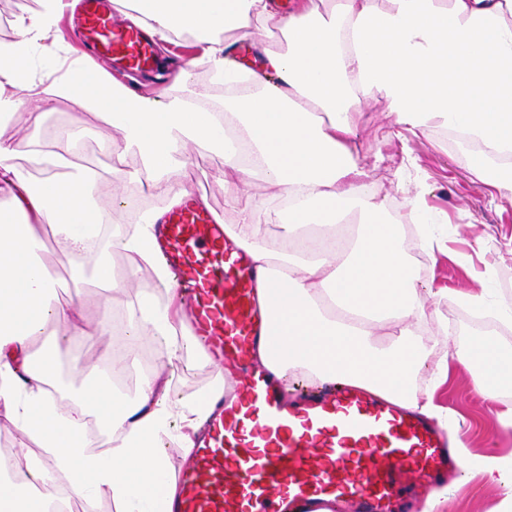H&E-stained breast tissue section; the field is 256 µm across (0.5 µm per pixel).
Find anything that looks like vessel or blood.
I'll return each mask as SVG.
<instances>
[{
    "label": "vessel or blood",
    "instance_id": "vessel-or-blood-1",
    "mask_svg": "<svg viewBox=\"0 0 512 512\" xmlns=\"http://www.w3.org/2000/svg\"><path fill=\"white\" fill-rule=\"evenodd\" d=\"M83 33L102 54L142 70L153 49L101 0H84ZM156 244L183 291L184 335L216 372L281 352L247 253L199 195L169 212ZM211 411L179 469L170 512H406L458 468L447 431L356 385L284 391L263 366L205 396Z\"/></svg>",
    "mask_w": 512,
    "mask_h": 512
}]
</instances>
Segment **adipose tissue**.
<instances>
[{"label": "adipose tissue", "mask_w": 512, "mask_h": 512, "mask_svg": "<svg viewBox=\"0 0 512 512\" xmlns=\"http://www.w3.org/2000/svg\"><path fill=\"white\" fill-rule=\"evenodd\" d=\"M77 2L37 0L16 17V37L0 42V124L21 114L39 126L43 115L31 106L46 100L96 112L122 130V150L140 159L135 170H114V181L149 179L170 207L188 195L175 185L188 147L222 154L226 169L288 202L275 214L282 232L272 247L241 208L239 184L224 183V207L238 214L225 233L249 253L261 289L277 283L283 292L276 322L286 348L277 358L259 348L255 359L286 384L299 373L317 384L356 383L456 425L431 391L411 385L429 354L413 329L425 316V296L404 239L421 204L411 199L407 213L392 215L367 194L353 114L378 96L411 132L437 124L460 132L479 148L472 171L511 198L512 0H386L382 7L377 0H297L286 14L276 0H112L115 12L159 40L189 35L204 44L213 79L233 92L220 112L204 111L184 93H138L86 56L71 59L51 82L36 77L29 60L38 53L56 62L67 44L60 17ZM274 30L285 37L277 48L263 39ZM71 151L62 135L54 152L33 147L31 163L45 170L34 182L0 144V196L10 205L0 211V417L42 449L14 452L13 473H0V512H58L63 488L89 504L108 497L118 512H165L178 494L171 454H192L204 404L170 399L158 375L128 396L115 385L127 364L115 359L89 375L82 405L62 415L46 399L71 337L99 336L109 325L108 312L90 323L82 302H58L39 256L45 226L81 252L86 229L112 220L98 203L93 174L57 179L54 170ZM160 217L157 210L142 214L112 245L150 266L165 290L156 304L140 291L143 317L128 318V335L159 337L174 362L193 348L176 338L177 284L153 248ZM391 321L401 328L380 343L377 331ZM459 362L486 400L512 386V357L494 338L478 337ZM89 405L118 450L87 451ZM465 470L501 487L491 512H512V457L469 459Z\"/></svg>", "instance_id": "ef3b65f1"}]
</instances>
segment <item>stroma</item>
Returning <instances> with one entry per match:
<instances>
[{
	"label": "stroma",
	"mask_w": 512,
	"mask_h": 512,
	"mask_svg": "<svg viewBox=\"0 0 512 512\" xmlns=\"http://www.w3.org/2000/svg\"><path fill=\"white\" fill-rule=\"evenodd\" d=\"M155 54L157 71L126 75L128 84L153 94L170 88L174 76L189 67L193 78L188 91L201 107L214 111L223 106L224 91L212 81L202 63L200 44L191 39L159 42ZM353 122L363 161L370 170L369 183L377 198L397 213L408 199L417 196L448 217L447 253L432 259L418 245L409 248L411 257L418 262L420 286L435 291L427 299V317L417 324V332L434 346L435 356L452 357L447 377L440 379L434 388V402L459 420L460 437L471 453L510 456L512 429L503 428L496 414L512 405V390L504 392L499 401H486L474 392L469 371L455 362V355L469 350L485 324L480 321L476 326H469L471 313L456 301L454 294L480 290L481 284L471 272L489 266L493 269L491 296L512 300V258L504 254L506 245L512 243V202L491 198L488 187L469 167L468 151L448 128L433 127L424 137L405 132L388 103L379 97L368 99L360 112L354 114ZM63 124L81 130L87 146L94 150L90 156L73 154L71 161L77 168L95 167L101 176L102 203H109L115 193L129 196L141 193L142 184H120L112 180L113 168L127 171L137 168V156L119 152L109 155L102 150L105 140L121 141V130L106 126L95 113L73 109L65 100L58 101L53 112L47 113L40 129L18 122L0 127V138L12 142L15 163L23 175L35 180L41 177L40 171L28 162L30 136L48 138ZM183 183L188 190L198 192L214 212L223 214L226 223H233L234 214L224 210L223 155L190 149ZM40 258L47 269L68 282L67 290L57 291L58 300L66 303L82 297L87 319L96 320L104 289L88 277L77 283L72 280L75 267L84 265V258L67 256L49 239L42 243ZM112 343L113 335L109 332L89 342L75 340L72 354L62 364L54 384L65 407H72L75 394L85 384L86 373L99 365ZM153 367L170 375L172 391L179 398L200 394L210 386L214 376L213 367L204 362L188 366L158 360ZM499 498L495 485L467 475L451 485L440 512H489Z\"/></svg>",
	"instance_id": "35a3bbf8"
}]
</instances>
